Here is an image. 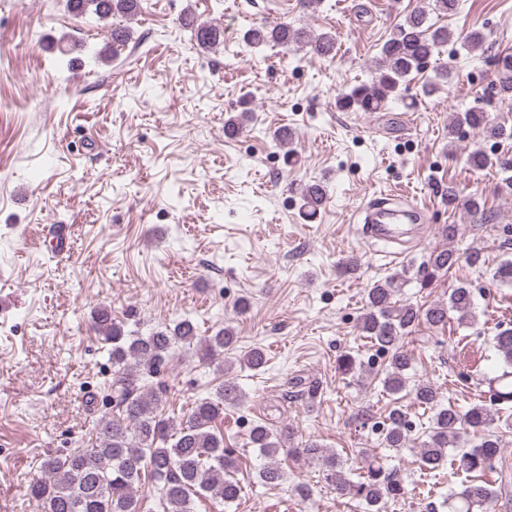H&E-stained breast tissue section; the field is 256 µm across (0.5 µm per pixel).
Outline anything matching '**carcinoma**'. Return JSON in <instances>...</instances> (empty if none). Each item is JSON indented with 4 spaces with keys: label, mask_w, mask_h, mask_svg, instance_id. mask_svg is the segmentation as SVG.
Listing matches in <instances>:
<instances>
[{
    "label": "carcinoma",
    "mask_w": 512,
    "mask_h": 512,
    "mask_svg": "<svg viewBox=\"0 0 512 512\" xmlns=\"http://www.w3.org/2000/svg\"><path fill=\"white\" fill-rule=\"evenodd\" d=\"M74 18L82 19L93 13L98 20L109 22L112 44L128 42L130 30L112 18L131 17L141 12V0H68ZM192 38L207 48L224 42V30L208 21L188 22ZM454 33L446 26L428 23V12L417 9L397 22L380 47L375 73L370 83L358 84L336 97V107L342 112H383L399 104L409 110L416 98L406 94L407 82L414 72L425 69L442 48L452 41ZM249 45L274 44L285 50L309 49L313 54L332 60L336 39L329 33L312 35L286 21L263 22L244 34ZM254 120L253 111L245 109L224 123V134L237 136ZM486 132L501 139L512 138V129L492 125L486 112L473 106L457 113L448 127L449 143L462 127ZM473 170L494 165L492 157L477 148L466 157ZM300 213L304 219H314L327 201L325 186L308 182L299 186ZM472 267H482L483 256L478 248L465 256L453 250L432 253L424 264V286L435 276L447 272L460 260ZM399 275L375 282L366 293V309L358 328L373 346L388 355L382 379L384 391L396 395L407 389L412 355L404 349L403 340L424 322L443 326L449 313L457 314L459 325L474 322L471 289L460 284L452 288L448 301L422 309L411 303L395 300V282ZM93 325L105 343L111 345L112 412L102 418L94 441L85 448H76L63 455H49L41 463L43 477L30 485L33 499L41 503L44 512H140L134 489L148 475L159 484L158 507L162 512H192L193 497L211 494L226 503L237 500L241 486L230 475L236 459L224 449V436L213 431L212 423L224 416V409L236 407L246 398L244 391L228 379L220 382L213 397L195 402L181 422L163 414L165 392L154 385V379L164 372L176 350L185 344L194 346L199 359L214 362L224 352L235 349L237 336L230 328H221L211 336H200L196 324L181 318L173 325L155 330L146 336L125 329L123 322L112 317V310L94 311ZM501 362V373L490 379L496 385L493 401L512 402V329H504L493 339ZM240 366L258 371L266 363L265 353L253 347L238 359ZM343 375H355L362 362L350 353L338 359ZM410 393L414 403L436 410L428 440L420 448L422 466L438 468L443 461L458 473L468 476L460 487L448 495V512H489L502 494V488L480 479L495 472L502 458L501 443L492 434L477 442H469L470 432L504 423L512 429V419H500L499 412L487 405L475 404L461 412L450 404L440 403L438 387L420 381ZM385 444L402 448L407 439L406 413L400 408L390 410L383 426ZM293 440L286 425L280 428L256 424L250 431V443L264 458L259 472L261 480L273 484L282 476L281 450ZM301 454L317 460L325 476L342 495H349L366 506L367 512H381L382 505L403 493V486L387 473L377 459L367 464V470L357 481L345 477L343 464L335 454L320 445L307 442Z\"/></svg>",
    "instance_id": "cac0c4a2"
}]
</instances>
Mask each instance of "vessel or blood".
<instances>
[{
    "mask_svg": "<svg viewBox=\"0 0 512 512\" xmlns=\"http://www.w3.org/2000/svg\"><path fill=\"white\" fill-rule=\"evenodd\" d=\"M363 239L400 243L413 224L425 223L424 214L415 208L401 207L391 197L376 198L359 208L353 217Z\"/></svg>",
    "mask_w": 512,
    "mask_h": 512,
    "instance_id": "vessel-or-blood-1",
    "label": "vessel or blood"
}]
</instances>
